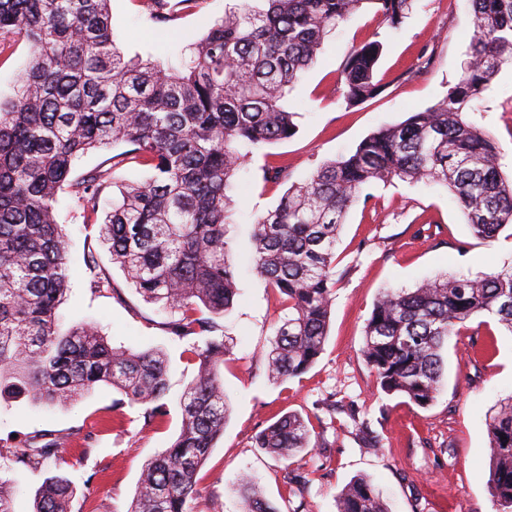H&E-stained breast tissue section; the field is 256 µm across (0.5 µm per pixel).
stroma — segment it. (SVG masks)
I'll return each mask as SVG.
<instances>
[{
	"mask_svg": "<svg viewBox=\"0 0 512 512\" xmlns=\"http://www.w3.org/2000/svg\"><path fill=\"white\" fill-rule=\"evenodd\" d=\"M227 0H198L166 26L149 18L146 0H111L115 43L125 58L164 66L176 64L182 50L224 16ZM470 0H415L397 28H389L367 6L340 23L325 40L315 64L286 92L284 106L295 112L296 134L249 154L233 180L236 202L227 236L238 273L239 293L225 316L233 358L224 369L229 415L224 434L196 477L192 512H242L236 491L251 475L277 512H336L337 497L352 480H369L389 512H496L489 488L486 421L499 401L512 394V333L496 322L468 321L444 348V387L437 401L421 408L407 398L377 390L361 356L363 330L380 293L414 288L450 272L476 277L512 262V238L500 233L488 242L476 238L447 188L428 181L379 183L371 187V207L355 205L336 244V288L329 336L316 363L285 383L269 380L265 350L273 323L286 309L276 290L255 275L249 257L254 222L274 209L286 190L267 170L282 165L292 181L306 180L325 161L354 151L384 123L439 103L459 78L471 41ZM378 40L383 52L376 75L381 93L347 106L329 94L349 52ZM468 118L502 147L501 171L512 177V65L502 67ZM116 150L99 148L79 158L73 177L112 168L113 183L99 202L107 212L119 187L151 176L149 167H113ZM433 222L432 234L418 233L416 220ZM73 269L59 308L63 326L93 322L113 346L158 347L169 363L168 412L148 423L140 406L114 408L120 394L102 384L73 405L47 410L24 398H0V478L15 487L13 512H34L43 481L65 475L75 489L71 512H127L139 491L145 461L169 447L181 427L179 400L197 366L185 343L170 340L167 313L146 302L112 262L107 245L86 230L69 195L57 207ZM94 256L107 283L92 290L85 266ZM121 297H113L112 286ZM309 419L324 450L319 461L295 457L310 470L304 496L289 492L283 464L256 448V434L286 413ZM369 422L379 448L361 447L352 416ZM53 430L66 448L63 461L40 470L17 469L11 448L16 435Z\"/></svg>",
	"mask_w": 512,
	"mask_h": 512,
	"instance_id": "stroma-1",
	"label": "stroma"
}]
</instances>
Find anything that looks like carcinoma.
<instances>
[{"mask_svg": "<svg viewBox=\"0 0 512 512\" xmlns=\"http://www.w3.org/2000/svg\"><path fill=\"white\" fill-rule=\"evenodd\" d=\"M111 0H0V55L28 44L32 61L14 97L0 103V396L44 405L73 402L101 383L119 390L144 418L167 415V361L158 350L114 347L82 323L61 330L57 310L69 291L70 259L55 219L67 191L145 301L173 318L172 338L190 340L197 374L181 399V431L142 466L127 512H190L196 475L224 434V366L232 350L221 320L237 295L226 224L232 178L254 149L296 134L281 101L316 61L342 21L372 4L391 28L414 0H261L239 4L165 68L124 59L116 47ZM472 45L455 86L438 104L372 131L348 155L322 163L290 185L253 233L252 267L274 288L288 316L274 327L268 376L287 382L307 372L328 336L336 284V243L363 191L394 180L441 182L473 234L492 241L512 226V179L502 148L467 119L502 66L512 65V0H470ZM197 0H151L150 17L174 20ZM383 45L366 42L345 58L344 101L381 92L375 70ZM124 146L119 162L148 166V179L120 186L97 223L108 169L71 179L75 161L100 147ZM476 316L512 333V263L471 278L444 274L414 289H388L374 303L361 354L385 394L428 407L440 392L448 338ZM491 496L512 512V396L489 415ZM256 447L287 467L284 482L303 494L307 475L290 468L319 447L305 419L288 414L255 436ZM15 463L36 470L63 459L57 439L35 434L14 445ZM75 489L62 476L42 484L34 512H70ZM244 512H276L245 476ZM337 512H388L363 478L347 484Z\"/></svg>", "mask_w": 512, "mask_h": 512, "instance_id": "cac0c4a2", "label": "carcinoma"}]
</instances>
